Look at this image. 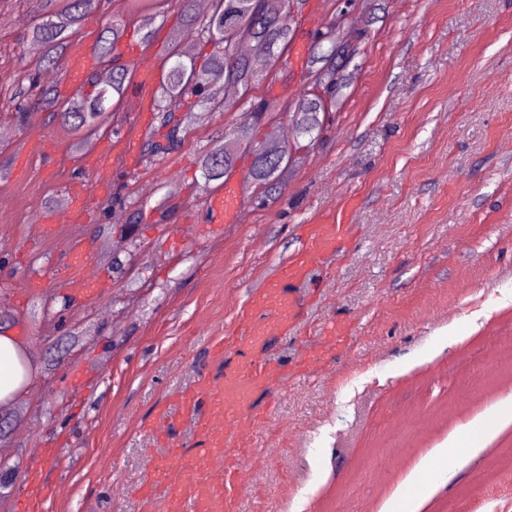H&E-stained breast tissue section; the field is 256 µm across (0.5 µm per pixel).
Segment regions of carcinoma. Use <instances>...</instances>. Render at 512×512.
<instances>
[{"label":"carcinoma","instance_id":"obj_1","mask_svg":"<svg viewBox=\"0 0 512 512\" xmlns=\"http://www.w3.org/2000/svg\"><path fill=\"white\" fill-rule=\"evenodd\" d=\"M212 2L215 3L213 14L200 16L195 13L193 0H181L180 23L172 31L167 46L170 65L165 68L166 83L160 89L155 108L159 126L165 133L148 137L142 155L149 162H160L180 148L184 135L189 132V123L180 113L193 112L198 107L213 112L228 110L212 81L215 73L221 72L224 84L236 87L239 96L248 97V111L253 121L215 141L203 156L200 168L206 180H218L235 168L241 156L255 154L247 178L262 188L256 199L265 207L278 198L276 191L283 173V169L277 168L278 158L291 163L293 153L302 148L300 139L323 127L326 114L343 89L341 83L324 79L325 69H336V44L331 42L325 48L317 43L319 32L313 33L310 82L292 113L295 145L273 146L261 138L265 123L262 115L268 114L267 102L253 96L252 91L260 80L275 73L277 61L284 57L293 41L295 12L304 0H266V15L259 19L253 13V0ZM35 4L36 18L28 25L19 54H24L29 44L40 46L41 52L33 64L39 70L48 69L59 65L70 38L79 31L85 0H35ZM228 9L251 33L252 53L235 55L202 35L203 31L217 25ZM125 33V27L106 26L96 43L97 55L110 68L109 83L101 84L96 75L90 74L73 96L63 98L55 87L34 82L30 86L29 100L16 108L18 125L24 127L34 115L48 111L59 116L74 132L99 129L113 112L114 102L120 101L133 84L130 69L113 67L114 61L121 57Z\"/></svg>","mask_w":512,"mask_h":512}]
</instances>
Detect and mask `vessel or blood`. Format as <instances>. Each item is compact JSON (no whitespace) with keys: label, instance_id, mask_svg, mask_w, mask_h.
Returning a JSON list of instances; mask_svg holds the SVG:
<instances>
[{"label":"vessel or blood","instance_id":"obj_1","mask_svg":"<svg viewBox=\"0 0 512 512\" xmlns=\"http://www.w3.org/2000/svg\"><path fill=\"white\" fill-rule=\"evenodd\" d=\"M137 73L139 81L128 92L126 105L144 126L150 120V105L158 80L154 66L140 67ZM82 162L92 177L94 188L102 193L109 191L114 165H122L129 171L139 168L138 139L129 131L113 141L97 140L95 149L83 156ZM70 196L73 203L64 213H44L41 223L35 227L37 238L57 239L59 216H66L73 223L83 222L85 214L74 203L78 191H71ZM244 206L242 180L227 179L221 192L208 196L211 229L238 223ZM349 230L346 224L310 225L305 249L282 264L261 288L252 292L239 314V335L225 341L221 353L237 351L244 346L258 348L267 337L287 333L298 315V307L286 289L287 284L306 280L316 259L333 254ZM64 253L76 262L74 273L65 280L73 301L91 303L110 291L112 279L108 272L101 269L86 274L80 262L84 254L82 239L70 238ZM279 377L277 362L246 358L234 370L225 373L220 383L184 392L180 397L179 416L195 420L201 447L190 457L179 448H169L156 455L140 486L141 496L158 497L162 512H232L235 494L242 485L244 467L236 464L221 468L217 462L230 451V428L254 423L253 394L269 389Z\"/></svg>","mask_w":512,"mask_h":512}]
</instances>
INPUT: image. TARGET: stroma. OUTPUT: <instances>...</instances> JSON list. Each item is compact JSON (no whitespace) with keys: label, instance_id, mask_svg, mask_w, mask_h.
<instances>
[{"label":"stroma","instance_id":"35a3bbf8","mask_svg":"<svg viewBox=\"0 0 512 512\" xmlns=\"http://www.w3.org/2000/svg\"><path fill=\"white\" fill-rule=\"evenodd\" d=\"M179 0L154 5L159 63ZM306 0L296 40L341 20L353 54L350 79L317 142L296 155L282 195L251 207L221 236L196 235L209 215L202 154L229 128L250 123L245 106L192 121L182 146L137 173L116 167L113 185L147 203L140 224L98 228L105 196L83 168L84 146L42 113L18 128L0 103V334L14 336L31 371L26 413L12 416L0 466L11 490L0 512H26L28 479L53 492L41 512H155L135 491L165 443L194 453L191 423L158 440L159 413L177 415L181 391L219 381L240 354L215 359L213 344L237 324L250 293L304 244L308 224L352 231L310 277L291 284L299 317L259 354L282 377L253 396L258 422L235 512H512V0ZM29 0H0V82L23 78L15 44L32 18ZM122 0H97L72 39L93 50L104 26L124 18ZM306 65L283 63L255 90L293 110ZM53 153H33L39 139ZM82 186L86 219L62 236L90 245L92 265L126 255L127 272L95 305L64 306L62 294H25L32 272L69 267L56 241L32 236L33 214ZM172 196L176 210L154 208ZM345 324L344 345L311 372L296 368L327 328ZM474 452L440 453L467 427Z\"/></svg>","mask_w":512,"mask_h":512}]
</instances>
